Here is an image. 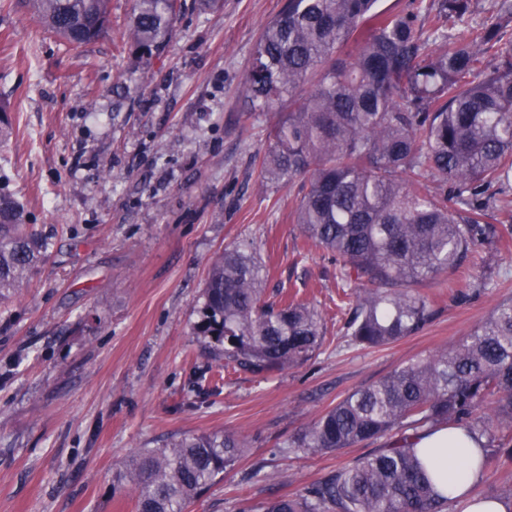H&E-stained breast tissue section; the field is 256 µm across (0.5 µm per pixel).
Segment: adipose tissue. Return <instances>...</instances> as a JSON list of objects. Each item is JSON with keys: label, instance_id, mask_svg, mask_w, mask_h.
Returning <instances> with one entry per match:
<instances>
[{"label": "adipose tissue", "instance_id": "adipose-tissue-1", "mask_svg": "<svg viewBox=\"0 0 512 512\" xmlns=\"http://www.w3.org/2000/svg\"><path fill=\"white\" fill-rule=\"evenodd\" d=\"M424 463L436 469L441 491L449 499L464 501V512H507L499 501L473 502L466 493L483 475L480 465V440L461 427H439L424 431L414 440Z\"/></svg>", "mask_w": 512, "mask_h": 512}]
</instances>
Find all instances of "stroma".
<instances>
[{
    "label": "stroma",
    "instance_id": "35a3bbf8",
    "mask_svg": "<svg viewBox=\"0 0 512 512\" xmlns=\"http://www.w3.org/2000/svg\"><path fill=\"white\" fill-rule=\"evenodd\" d=\"M163 55L127 44L133 0H112L109 35L72 50L21 6L0 8V177L24 205L48 261L0 300V512H135L112 477L136 451L183 433L231 432L249 451L187 512H245L295 497L378 439L304 456L282 451L347 394L456 343L512 297V246H492L414 286L432 317L397 342L343 336L336 261L306 245L301 185L264 189L273 112L245 111L244 79L283 0H184ZM250 242L267 295H298L326 331L307 362L196 382L214 361L193 334L211 258ZM487 287H473L476 266Z\"/></svg>",
    "mask_w": 512,
    "mask_h": 512
}]
</instances>
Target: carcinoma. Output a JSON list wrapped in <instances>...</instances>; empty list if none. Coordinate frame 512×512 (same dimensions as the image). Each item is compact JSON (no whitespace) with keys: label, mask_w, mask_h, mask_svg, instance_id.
<instances>
[{"label":"carcinoma","mask_w":512,"mask_h":512,"mask_svg":"<svg viewBox=\"0 0 512 512\" xmlns=\"http://www.w3.org/2000/svg\"><path fill=\"white\" fill-rule=\"evenodd\" d=\"M414 0L392 13L378 0H285L265 23L245 76L249 112L283 104L261 161V186L301 181L294 222L336 259L356 303L345 335L390 345L431 316L410 284L458 269L512 225L488 224L493 185L512 183V4L485 27L465 25L471 0ZM43 27L75 49L105 36L112 0H29ZM182 0H135L128 42L146 62L163 54ZM435 23H430V20ZM463 25L429 49L424 27ZM451 183L453 195L427 182ZM48 243L27 229L22 203L0 181V299L46 262ZM265 267L251 243L211 259L195 334L224 367L263 374L319 350L318 311L294 296L265 299ZM465 426L483 440V464L512 446V299L467 336L347 394L283 443L316 455L389 439L373 455L280 497L262 512H448V497L410 447L420 432ZM247 452L233 433H200L134 454L113 486L136 512H187Z\"/></svg>","instance_id":"1"}]
</instances>
